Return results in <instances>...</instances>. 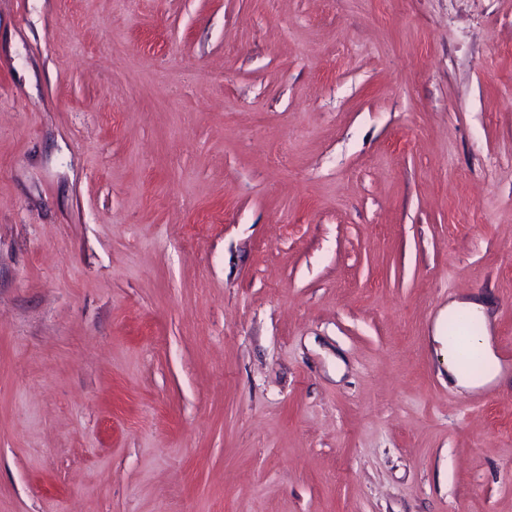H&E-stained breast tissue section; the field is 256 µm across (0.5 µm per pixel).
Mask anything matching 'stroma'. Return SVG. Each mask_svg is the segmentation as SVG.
<instances>
[{"mask_svg": "<svg viewBox=\"0 0 512 512\" xmlns=\"http://www.w3.org/2000/svg\"><path fill=\"white\" fill-rule=\"evenodd\" d=\"M512 0H0V512H512ZM447 313L448 318L466 316L471 317L478 322L482 321L484 323V329L482 333L471 334L468 332L467 335L470 336L472 344L483 357L485 362L484 373L478 377L473 376L471 375V372L478 373L483 369V362L481 357L477 354H474L471 357L468 364V367L471 371L470 372L458 361L452 349L448 345V377L452 379L459 388L465 391H469L474 388L484 386L488 383H496L508 375V372L502 368L491 344L487 306L485 305L484 301L471 297L452 300L448 302Z\"/></svg>", "mask_w": 512, "mask_h": 512, "instance_id": "35a3bbf8", "label": "stroma"}]
</instances>
